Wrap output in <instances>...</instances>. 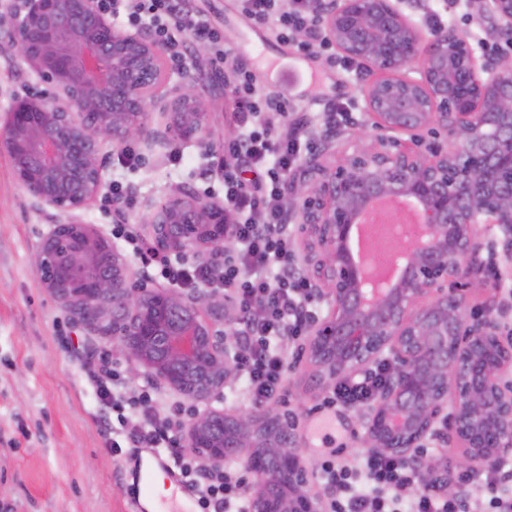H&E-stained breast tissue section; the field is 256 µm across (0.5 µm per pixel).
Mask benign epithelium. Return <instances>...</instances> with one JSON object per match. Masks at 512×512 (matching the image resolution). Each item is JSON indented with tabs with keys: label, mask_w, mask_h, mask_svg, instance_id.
<instances>
[{
	"label": "benign epithelium",
	"mask_w": 512,
	"mask_h": 512,
	"mask_svg": "<svg viewBox=\"0 0 512 512\" xmlns=\"http://www.w3.org/2000/svg\"><path fill=\"white\" fill-rule=\"evenodd\" d=\"M512 32V0H481ZM326 40L371 67L366 120L329 139L289 177L288 208L316 249L308 265L326 314L309 326L308 356L324 387L394 364L376 401L366 445L404 455L441 429L464 468L512 451V347L492 319L462 311L458 291L497 246L512 254V62L478 55L452 30L424 33L398 0H329ZM48 86L0 115V152L36 209L72 214L97 197L99 145L151 150L177 138L214 145L206 105L185 82L167 93V46L116 27L99 0H11L0 32ZM167 120L155 124L149 113ZM352 140L370 141L351 153ZM401 197L422 232L399 245L398 276L372 278L352 247L361 214ZM144 207L156 246L185 257L224 256L233 240L224 205L185 189ZM479 224H496L500 244ZM41 285L79 322L108 336L133 375L172 389L194 415L184 447L219 471L245 450L252 512H321L294 446L295 418L258 408L229 414L222 399L235 366L224 295L158 288L130 274L126 257L92 224H51L33 259Z\"/></svg>",
	"instance_id": "7a95c632"
}]
</instances>
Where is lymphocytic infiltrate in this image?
Returning <instances> with one entry per match:
<instances>
[{
	"label": "lymphocytic infiltrate",
	"instance_id": "obj_1",
	"mask_svg": "<svg viewBox=\"0 0 512 512\" xmlns=\"http://www.w3.org/2000/svg\"><path fill=\"white\" fill-rule=\"evenodd\" d=\"M276 0H238L245 17L265 24L280 21L279 35L296 30L317 37L310 0H290L287 13L276 14ZM113 22L151 33L167 44L179 68L189 64L179 49L181 35L222 47L223 36L190 0H102ZM239 112L236 134L226 139L224 155L234 162L224 172V207L235 226L233 255L224 263L181 261L158 252L132 227L122 233L132 253L153 276L171 285L222 290L229 305L242 315L237 331L236 369L246 383L253 406L278 401L288 365L286 346L303 335L311 317L312 298L308 280L291 265L288 216L282 199L288 175L300 159L306 143V122L297 116L278 132L271 133L260 113L280 109L279 101L257 96L252 76L241 72L234 87ZM116 374L108 361L87 373V385L100 402L119 413V436L125 447L162 448L171 467L178 469L181 484L193 493L198 512H248L245 479L236 471H203L193 455L182 448L178 432L184 423L183 406L155 405L149 392H126L112 387ZM392 371L380 364L362 380L340 381L332 403L364 406L377 398ZM320 479L332 495L325 512H470L475 499H482L483 512H512V467L498 463L482 476L454 471L450 480L454 494H444L439 481L424 477L420 456L400 457L371 452L356 465L327 455L320 461Z\"/></svg>",
	"mask_w": 512,
	"mask_h": 512
}]
</instances>
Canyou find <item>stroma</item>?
<instances>
[{
  "label": "stroma",
  "instance_id": "stroma-1",
  "mask_svg": "<svg viewBox=\"0 0 512 512\" xmlns=\"http://www.w3.org/2000/svg\"><path fill=\"white\" fill-rule=\"evenodd\" d=\"M193 5L223 33L226 56L217 60L210 46L185 42L192 65L180 72L166 64L167 84L186 79L195 84L214 132L229 138L237 131L232 89L241 66L253 71L260 92L280 96L287 108L302 111L310 151L319 149L325 133L323 103H351L348 121L365 120L368 80L363 75L346 78L336 64L337 51L315 42L302 46L277 39L268 27L241 16L236 0H194ZM37 84L1 40L0 113ZM179 150L178 162L169 161L171 149L164 146L140 151L139 164L129 165L119 161L111 143H102L104 185L79 218L107 233L130 224L146 239L144 200L162 201L180 186L223 200L221 148L208 153L183 144ZM63 220V215L33 207L13 180L8 156L0 153V512H135L127 474L136 461L114 453L103 409L83 380L100 354L112 353L111 341L76 324L41 286L32 265L43 234ZM510 270L512 259L499 257L495 274L478 279L462 301L466 314L496 319L507 341L512 339V293L503 289L500 278ZM305 345L301 338L288 346L286 390L277 407L296 412V447L308 487L323 499L328 491L318 474L322 455L333 450L348 463L365 455L370 409L327 408L332 391L317 385Z\"/></svg>",
  "mask_w": 512,
  "mask_h": 512
}]
</instances>
